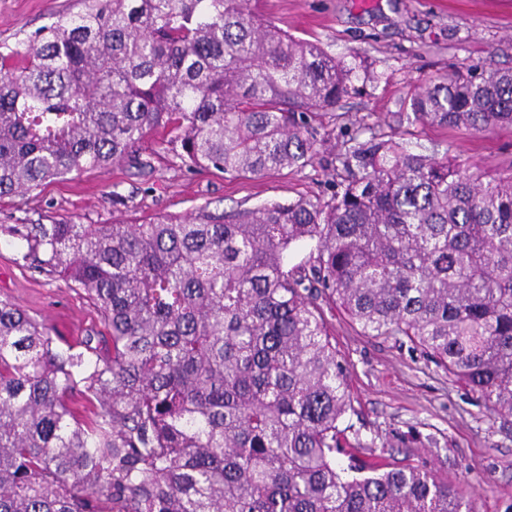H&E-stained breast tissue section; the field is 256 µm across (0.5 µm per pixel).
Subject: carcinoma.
Instances as JSON below:
<instances>
[{"mask_svg": "<svg viewBox=\"0 0 512 512\" xmlns=\"http://www.w3.org/2000/svg\"><path fill=\"white\" fill-rule=\"evenodd\" d=\"M80 2L0 47V197L138 168L159 130L189 168L302 169L321 112L381 80L250 0ZM396 118L407 129L353 126L328 200L1 227L103 330L62 348L0 300V512H472L465 488L346 441L321 303L408 339L512 422V165L485 174L405 141L512 130V69L440 73Z\"/></svg>", "mask_w": 512, "mask_h": 512, "instance_id": "obj_1", "label": "carcinoma"}]
</instances>
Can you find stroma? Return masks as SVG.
<instances>
[{
  "mask_svg": "<svg viewBox=\"0 0 512 512\" xmlns=\"http://www.w3.org/2000/svg\"><path fill=\"white\" fill-rule=\"evenodd\" d=\"M256 11L294 36L319 42L331 55L356 52L382 79L344 99L321 118L322 161L260 178L186 167L169 148L147 141L146 169H92L18 199L0 198V225L109 224L197 207L229 212L299 197L329 198L325 161L360 119L387 128L399 100L437 73L512 68V0H251ZM79 0H0V44H15ZM415 151L457 156L492 173L512 165V132L489 128L451 132L430 128L411 136ZM0 299L52 327L83 337L101 329L92 303L64 281L29 269L20 250L0 245ZM339 360L346 369L352 411L346 436L365 452L407 459L440 481L471 487L473 512H512V430L466 386L410 343L360 334L340 308H325Z\"/></svg>",
  "mask_w": 512,
  "mask_h": 512,
  "instance_id": "1",
  "label": "stroma"
}]
</instances>
